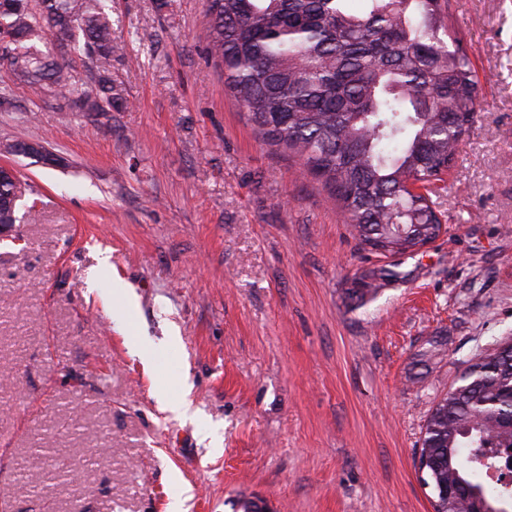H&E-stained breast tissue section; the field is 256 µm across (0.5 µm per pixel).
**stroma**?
<instances>
[{"label":"stroma","mask_w":512,"mask_h":512,"mask_svg":"<svg viewBox=\"0 0 512 512\" xmlns=\"http://www.w3.org/2000/svg\"><path fill=\"white\" fill-rule=\"evenodd\" d=\"M449 3L481 103L433 197L445 231L360 307L345 292L385 257L225 97L206 0H112L108 119L0 68V141L59 159L0 154L38 209L0 236V512H236L255 495L434 512L426 420L512 336V0ZM185 395L195 419L165 408ZM38 440L40 492L18 475ZM31 147L33 152L38 153L36 156L32 155H24L26 157H34L38 158L39 160H44L45 164L53 165L57 163V159L49 152L45 150V147L38 143V142H22V141H10L5 142L0 145L1 152L8 154V155H19V149H26L27 147ZM41 148L45 153H42L40 150L36 149Z\"/></svg>","instance_id":"35a3bbf8"}]
</instances>
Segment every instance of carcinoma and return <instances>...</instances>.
I'll return each mask as SVG.
<instances>
[{
    "mask_svg": "<svg viewBox=\"0 0 512 512\" xmlns=\"http://www.w3.org/2000/svg\"><path fill=\"white\" fill-rule=\"evenodd\" d=\"M207 0L206 53L224 92L263 141L303 161L306 174L335 194L340 215L370 252L412 258L439 238L430 186L454 163L479 106L478 81L461 47L449 0ZM0 65L37 94L78 112L110 117V0H11L0 29ZM51 39L84 57L94 85H75L64 60L42 49ZM22 186L0 184V223L20 212ZM399 264L353 281L347 299L364 305ZM512 451V346L500 343L466 363L426 420L420 460L434 512H512V474L487 481L484 449ZM462 485L455 500L439 486Z\"/></svg>",
    "mask_w": 512,
    "mask_h": 512,
    "instance_id": "1",
    "label": "carcinoma"
}]
</instances>
